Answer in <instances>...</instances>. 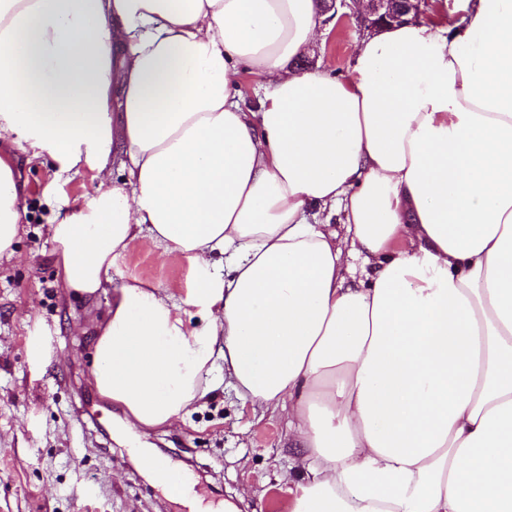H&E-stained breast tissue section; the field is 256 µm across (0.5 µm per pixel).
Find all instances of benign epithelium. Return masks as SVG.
I'll return each instance as SVG.
<instances>
[{
    "mask_svg": "<svg viewBox=\"0 0 512 512\" xmlns=\"http://www.w3.org/2000/svg\"><path fill=\"white\" fill-rule=\"evenodd\" d=\"M355 0H322L321 12L324 23L334 19L354 16L357 26L363 30L374 31L379 26L415 21L422 13V5L427 0H364V8L353 10ZM353 14H348V11Z\"/></svg>",
    "mask_w": 512,
    "mask_h": 512,
    "instance_id": "7a95c632",
    "label": "benign epithelium"
}]
</instances>
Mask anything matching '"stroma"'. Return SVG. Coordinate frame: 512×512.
Returning a JSON list of instances; mask_svg holds the SVG:
<instances>
[{
  "instance_id": "35a3bbf8",
  "label": "stroma",
  "mask_w": 512,
  "mask_h": 512,
  "mask_svg": "<svg viewBox=\"0 0 512 512\" xmlns=\"http://www.w3.org/2000/svg\"><path fill=\"white\" fill-rule=\"evenodd\" d=\"M361 36L355 20L329 23L316 63L347 73ZM17 171L27 214L15 257L0 259V512H192V501L174 503L142 470L121 408L104 402L89 378L90 328L107 317L115 288L136 278L180 298L193 270L165 262L143 234L114 259L95 299L69 294L49 226L60 202L91 190L90 178L59 183L50 204L43 196L50 161L21 153ZM212 375L215 388L148 443L218 512L228 501L240 512H291L288 480L298 471L286 418L253 410L223 364Z\"/></svg>"
}]
</instances>
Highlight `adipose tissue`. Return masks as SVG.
<instances>
[{"label": "adipose tissue", "instance_id": "obj_1", "mask_svg": "<svg viewBox=\"0 0 512 512\" xmlns=\"http://www.w3.org/2000/svg\"><path fill=\"white\" fill-rule=\"evenodd\" d=\"M457 9L368 33L336 76L292 65L317 0H0V256L19 149L55 162L48 198L97 180L51 225L66 289L94 297L143 233L194 270L181 299L123 283L95 328L128 427L182 418L220 359L288 416L293 512H512V0Z\"/></svg>", "mask_w": 512, "mask_h": 512}]
</instances>
